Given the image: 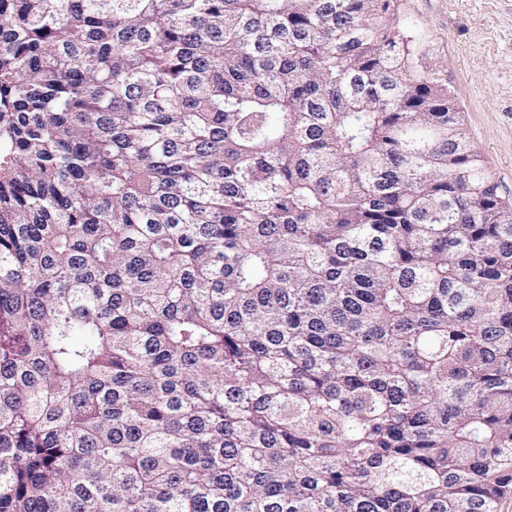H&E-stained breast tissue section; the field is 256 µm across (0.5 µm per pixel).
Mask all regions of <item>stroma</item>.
I'll list each match as a JSON object with an SVG mask.
<instances>
[{
    "mask_svg": "<svg viewBox=\"0 0 512 512\" xmlns=\"http://www.w3.org/2000/svg\"><path fill=\"white\" fill-rule=\"evenodd\" d=\"M397 21L447 78L463 131L512 197V0H399Z\"/></svg>",
    "mask_w": 512,
    "mask_h": 512,
    "instance_id": "1",
    "label": "stroma"
}]
</instances>
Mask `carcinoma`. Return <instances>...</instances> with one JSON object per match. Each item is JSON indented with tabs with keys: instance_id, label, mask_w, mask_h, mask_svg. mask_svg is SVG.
<instances>
[{
	"instance_id": "carcinoma-1",
	"label": "carcinoma",
	"mask_w": 512,
	"mask_h": 512,
	"mask_svg": "<svg viewBox=\"0 0 512 512\" xmlns=\"http://www.w3.org/2000/svg\"><path fill=\"white\" fill-rule=\"evenodd\" d=\"M397 0H0V512H497L512 200Z\"/></svg>"
}]
</instances>
